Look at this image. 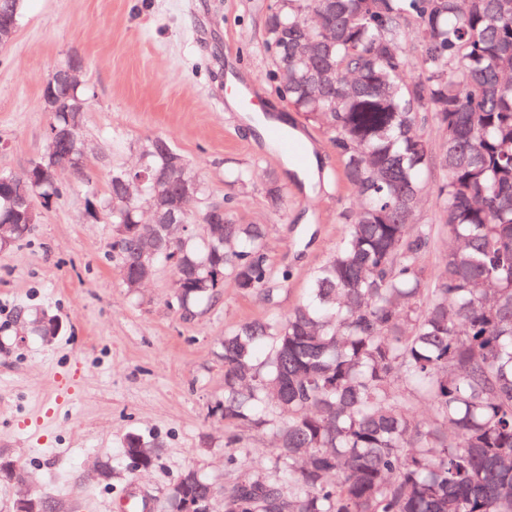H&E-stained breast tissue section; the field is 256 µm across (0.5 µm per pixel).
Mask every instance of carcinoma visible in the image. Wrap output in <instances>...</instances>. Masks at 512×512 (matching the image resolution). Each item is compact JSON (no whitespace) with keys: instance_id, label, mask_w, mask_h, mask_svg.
Masks as SVG:
<instances>
[{"instance_id":"carcinoma-1","label":"carcinoma","mask_w":512,"mask_h":512,"mask_svg":"<svg viewBox=\"0 0 512 512\" xmlns=\"http://www.w3.org/2000/svg\"><path fill=\"white\" fill-rule=\"evenodd\" d=\"M262 46L275 92L323 130L362 204L286 317L224 332V425L279 441L270 469L227 482L224 512H512V0H270ZM427 124L446 135L437 152ZM433 171L442 224H413ZM125 177L113 168L88 213L110 221L129 274L141 212L109 207ZM17 190L50 204L30 179L0 183V223ZM441 232L456 245L430 275ZM266 239L224 199V232L157 250L171 305L207 304L226 279L270 293ZM150 444L130 433L124 457ZM208 484L178 482L171 506Z\"/></svg>"}]
</instances>
